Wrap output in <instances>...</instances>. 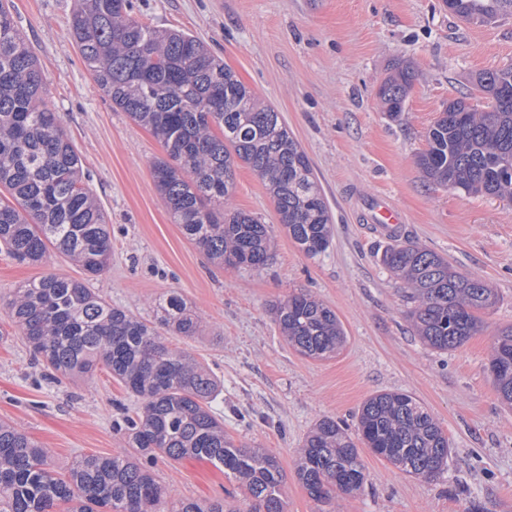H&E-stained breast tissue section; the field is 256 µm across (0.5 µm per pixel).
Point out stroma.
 Here are the masks:
<instances>
[{
    "label": "stroma",
    "mask_w": 512,
    "mask_h": 512,
    "mask_svg": "<svg viewBox=\"0 0 512 512\" xmlns=\"http://www.w3.org/2000/svg\"><path fill=\"white\" fill-rule=\"evenodd\" d=\"M78 0H12L14 21L45 76V101L78 150L108 215L112 256L89 286L112 304L150 316V301L178 292L206 318L201 335L174 336L224 385L214 403L235 445L266 449L286 474L285 512H318L296 479L293 450L323 416L356 427L362 403L412 393L439 421L452 452L437 478L408 477L362 449L367 481L337 499L336 512H512V409L488 370L497 331L512 325V203L428 182L416 159L448 102L470 97L480 72L512 67V16L459 20L443 0H132L133 17L204 41L259 98L273 105L307 153L333 215L332 240L305 255L279 222L263 183L236 171L234 204L267 224L271 257L262 271L219 268L173 224L150 163L160 141L113 108L98 90L70 33ZM418 72L401 120L376 91L391 67ZM391 200L404 235L497 292L478 332L440 352L414 335L412 303L382 265L389 245L365 219V202ZM54 273L79 279L61 255L22 263L0 250V294ZM307 290L332 308L347 342L314 360L284 342L272 303ZM0 307V419L51 448L66 469L82 455H108L124 438L112 421L136 398L106 368L88 378L44 379ZM158 481L182 499L235 498L243 490L208 461H161Z\"/></svg>",
    "instance_id": "stroma-1"
}]
</instances>
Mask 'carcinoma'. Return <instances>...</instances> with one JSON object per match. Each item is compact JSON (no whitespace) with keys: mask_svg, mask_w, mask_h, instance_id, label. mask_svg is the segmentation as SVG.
<instances>
[{"mask_svg":"<svg viewBox=\"0 0 512 512\" xmlns=\"http://www.w3.org/2000/svg\"><path fill=\"white\" fill-rule=\"evenodd\" d=\"M466 22L512 15V0H444ZM73 41L99 90L160 141L151 162L161 202L184 237L218 267L267 265V225L232 203L236 169L262 181L280 224L308 256L325 252L331 215L310 160L281 113L260 103L235 72L196 36L160 30L131 16L130 0H79ZM417 71L399 62L378 97L390 118L402 115ZM37 60L0 0V247L20 262L46 264L60 254L88 276L102 273L112 253L107 216L83 172L82 160L44 99ZM479 110L448 103L427 133L417 165L431 182L468 194L512 200V67L476 79ZM382 265L410 290L412 326L438 351L462 346L497 295L481 278L403 236ZM153 319L114 306L80 280L55 274L11 292L7 313L50 371L81 378L109 370L140 406L117 424L128 445L110 455L80 457L58 472L51 451L0 421V512H241L233 501L177 499L154 476L158 459H205L243 487L248 512H284V473L262 448L237 447L212 409L221 382L190 353L162 337L195 336L201 313L176 292L151 301ZM288 346L316 360L343 347L336 312L306 290L271 304ZM495 390L512 407V326L498 330L488 359ZM407 476L437 478L451 446L442 427L411 393L370 396L356 436L319 418L294 451L295 475L319 512L366 479L358 445Z\"/></svg>","mask_w":512,"mask_h":512,"instance_id":"carcinoma-1","label":"carcinoma"}]
</instances>
